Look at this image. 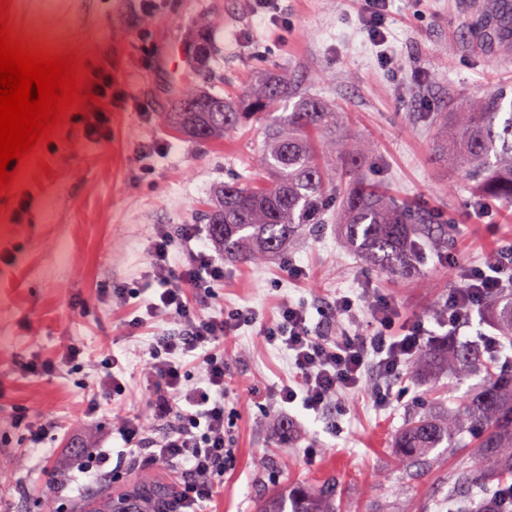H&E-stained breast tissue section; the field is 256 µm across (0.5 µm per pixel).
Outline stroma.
Masks as SVG:
<instances>
[{"label":"stroma","mask_w":512,"mask_h":512,"mask_svg":"<svg viewBox=\"0 0 512 512\" xmlns=\"http://www.w3.org/2000/svg\"><path fill=\"white\" fill-rule=\"evenodd\" d=\"M474 2L392 0L379 47L360 0H8L13 34L34 48L77 53L112 85L107 111L68 113L0 197V458L14 470L13 482L0 485V512H41L46 499L54 512H80L102 480L120 487L158 468L183 480L178 462L127 456L118 428L137 417L152 444L175 427L155 417L158 389L147 371L149 350L179 329L174 316L144 317L155 294L148 269L156 231L202 223L224 181L258 177L251 160L262 137L254 128L211 143L187 141L167 125L179 87L196 79L177 52L202 14L222 20L207 90L234 100L261 73L287 70L300 91L336 109L340 130L371 142L360 164L370 180L447 225L448 252H427L417 273L390 275L344 244L335 209L291 251L259 265L225 263L223 282L197 303L201 314L218 319L235 307L255 318L223 339L224 485L200 510L259 512L274 493L333 478L340 512H448V475L460 456L437 449L418 474L399 464L392 444L414 397L456 405L466 385L449 386L444 373L385 377L372 366L362 390L319 412L287 407L274 389L291 379L292 366L264 335L287 302L307 306L320 338L369 335L378 296L398 305L397 328L423 323L427 340L463 345L489 333V318L475 314L452 330L431 313L461 287L458 266H485L500 241L512 240V208L477 201L430 150L435 113L512 83V53L492 55L472 37L481 20ZM292 264L306 278H289ZM118 288L125 297L115 296ZM340 294L356 307L338 319L329 310ZM70 347L80 355L63 362ZM108 356L135 376L117 396L103 387ZM31 359L59 367L31 374L23 369ZM380 391L385 401H377ZM22 409L51 427L40 450L14 426ZM91 465L93 478L84 472Z\"/></svg>","instance_id":"35a3bbf8"}]
</instances>
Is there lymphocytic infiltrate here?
Segmentation results:
<instances>
[{
    "mask_svg": "<svg viewBox=\"0 0 512 512\" xmlns=\"http://www.w3.org/2000/svg\"><path fill=\"white\" fill-rule=\"evenodd\" d=\"M198 235L196 225H182L178 234L160 231L153 242L152 274L160 284L156 299L146 306L147 317L164 313L182 322L178 334L161 339L151 348L148 365L164 395L156 403L157 413L171 417L176 427L155 448L143 451L139 420L124 421L121 436L132 458L152 462L178 461L186 477L179 500L194 507L212 498L224 476V353L216 345L224 336L238 330L249 320L240 309L225 311L221 320L198 315L188 300L189 292L204 297L213 284L224 278V266L204 251L187 254L179 270H172L169 257L176 241L189 242ZM502 263L463 269V287L449 292L447 324L457 327L502 288ZM375 334H344L325 342L314 336L305 308L293 304L281 307L274 326L267 329L266 340L287 350L293 369L291 381L277 390L281 403L302 401L306 409L322 410L343 391L362 387L368 361H375L381 374L397 373L419 350L425 328L416 324L398 336L391 335L398 309L387 298L371 305ZM202 351V375L197 385L185 383L184 356Z\"/></svg>",
    "mask_w": 512,
    "mask_h": 512,
    "instance_id": "obj_1",
    "label": "lymphocytic infiltrate"
}]
</instances>
